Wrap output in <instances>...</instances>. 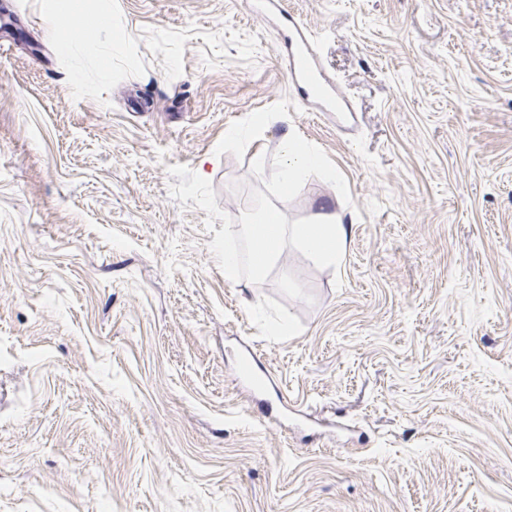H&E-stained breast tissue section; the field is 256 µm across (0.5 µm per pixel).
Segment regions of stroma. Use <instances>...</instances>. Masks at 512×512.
<instances>
[{
  "instance_id": "35a3bbf8",
  "label": "stroma",
  "mask_w": 512,
  "mask_h": 512,
  "mask_svg": "<svg viewBox=\"0 0 512 512\" xmlns=\"http://www.w3.org/2000/svg\"><path fill=\"white\" fill-rule=\"evenodd\" d=\"M280 2L352 112L298 100L248 0H119L199 35L100 101L0 0V512H512V0ZM289 130L321 167L282 193ZM323 202L340 268L225 280L227 225Z\"/></svg>"
}]
</instances>
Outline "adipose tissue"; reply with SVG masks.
<instances>
[{
  "label": "adipose tissue",
  "instance_id": "ef3b65f1",
  "mask_svg": "<svg viewBox=\"0 0 512 512\" xmlns=\"http://www.w3.org/2000/svg\"><path fill=\"white\" fill-rule=\"evenodd\" d=\"M319 157L292 133L280 143V163L275 179L289 186L318 168ZM348 237L341 216L328 205H320L312 222L285 224L276 209L268 208L245 223L233 225L224 238V277L233 284L263 278L280 260L288 245H295L326 267L339 264Z\"/></svg>",
  "mask_w": 512,
  "mask_h": 512
}]
</instances>
